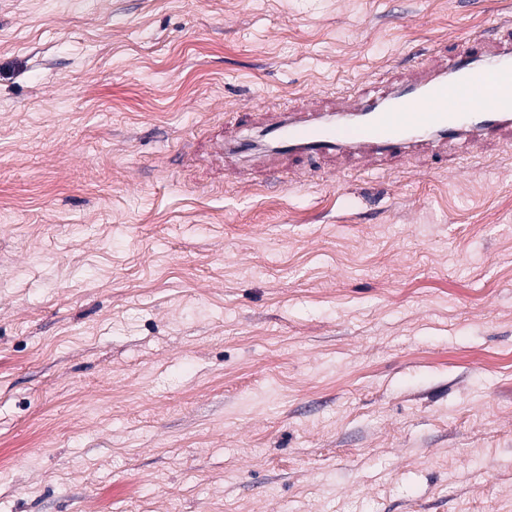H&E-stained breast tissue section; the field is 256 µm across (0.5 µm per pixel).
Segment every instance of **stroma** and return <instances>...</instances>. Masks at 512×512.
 <instances>
[{"instance_id": "35a3bbf8", "label": "stroma", "mask_w": 512, "mask_h": 512, "mask_svg": "<svg viewBox=\"0 0 512 512\" xmlns=\"http://www.w3.org/2000/svg\"><path fill=\"white\" fill-rule=\"evenodd\" d=\"M512 0H0V512H512V143L290 181L266 107Z\"/></svg>"}]
</instances>
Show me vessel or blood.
<instances>
[{"label": "vessel or blood", "mask_w": 512, "mask_h": 512, "mask_svg": "<svg viewBox=\"0 0 512 512\" xmlns=\"http://www.w3.org/2000/svg\"><path fill=\"white\" fill-rule=\"evenodd\" d=\"M258 128L280 147L257 151L247 139L221 152L269 162L314 164L324 158H400L458 144L482 147L512 140V32L449 60L430 56L373 96L367 86L305 99L292 110L265 112Z\"/></svg>", "instance_id": "vessel-or-blood-1"}]
</instances>
